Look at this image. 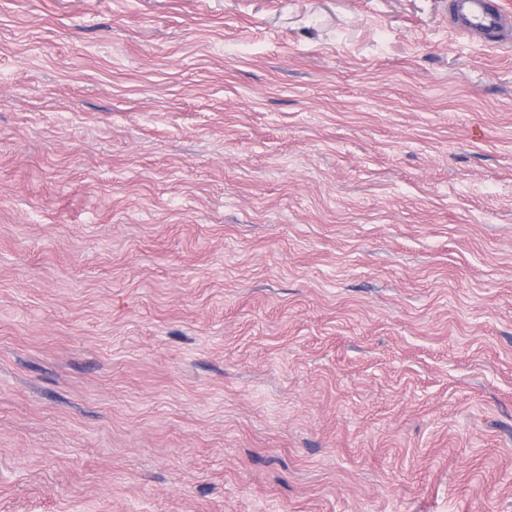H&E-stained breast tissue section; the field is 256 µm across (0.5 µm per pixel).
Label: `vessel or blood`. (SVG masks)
<instances>
[{"mask_svg":"<svg viewBox=\"0 0 512 512\" xmlns=\"http://www.w3.org/2000/svg\"><path fill=\"white\" fill-rule=\"evenodd\" d=\"M449 19L465 37L512 40V0H450Z\"/></svg>","mask_w":512,"mask_h":512,"instance_id":"obj_1","label":"vessel or blood"}]
</instances>
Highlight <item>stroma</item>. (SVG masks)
<instances>
[{"label":"stroma","instance_id":"obj_1","mask_svg":"<svg viewBox=\"0 0 512 512\" xmlns=\"http://www.w3.org/2000/svg\"><path fill=\"white\" fill-rule=\"evenodd\" d=\"M449 0H0V512H512V47Z\"/></svg>","mask_w":512,"mask_h":512}]
</instances>
